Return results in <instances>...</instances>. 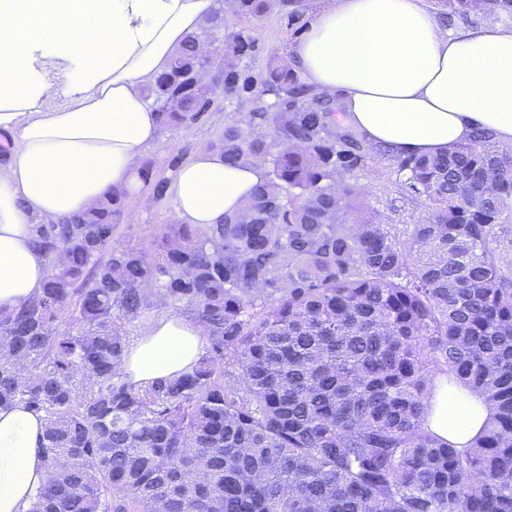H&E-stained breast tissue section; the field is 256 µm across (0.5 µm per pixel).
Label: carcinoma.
I'll return each mask as SVG.
<instances>
[{
  "label": "carcinoma",
  "instance_id": "cac0c4a2",
  "mask_svg": "<svg viewBox=\"0 0 512 512\" xmlns=\"http://www.w3.org/2000/svg\"><path fill=\"white\" fill-rule=\"evenodd\" d=\"M146 89L172 129L215 96L198 79L221 39V96L260 105L213 145L265 180L222 224H167L151 261L114 244L124 196L36 228L42 294L0 312V408L45 421V480L28 512H512V149L479 133L394 156L416 224L360 218L346 175L365 147L336 101L285 61L254 73L258 39L224 0ZM466 22L512 21V0H437ZM300 22L307 0H236ZM184 304L206 339L192 372L142 386L114 371L122 324L149 296ZM69 314L71 328L57 324ZM482 398L466 449L424 427L438 375Z\"/></svg>",
  "mask_w": 512,
  "mask_h": 512
}]
</instances>
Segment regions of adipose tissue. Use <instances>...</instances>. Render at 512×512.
I'll list each match as a JSON object with an SVG mask.
<instances>
[{
  "mask_svg": "<svg viewBox=\"0 0 512 512\" xmlns=\"http://www.w3.org/2000/svg\"><path fill=\"white\" fill-rule=\"evenodd\" d=\"M214 0H0V311L42 293L49 260L32 217L57 222L105 196L136 193L161 132L146 89ZM64 19L69 37L19 38L20 22ZM316 93L338 97L342 126L397 156L434 155L485 133L512 145V29L452 31L425 0H333L291 51ZM265 179L261 162L199 149L167 191L172 221L207 226L238 213ZM204 349L190 318L160 311L130 342L121 372L139 385L192 371ZM482 400L440 387L427 428L468 446ZM41 415L0 408V512H26L45 479Z\"/></svg>",
  "mask_w": 512,
  "mask_h": 512,
  "instance_id": "obj_1",
  "label": "adipose tissue"
}]
</instances>
